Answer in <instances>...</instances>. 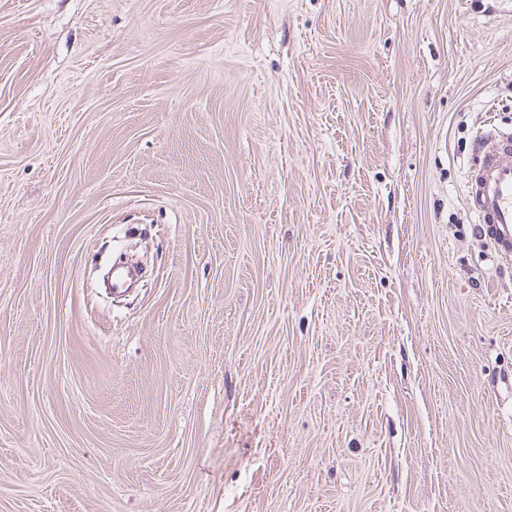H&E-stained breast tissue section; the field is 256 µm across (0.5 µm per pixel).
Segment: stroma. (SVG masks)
I'll return each instance as SVG.
<instances>
[{
  "label": "stroma",
  "mask_w": 512,
  "mask_h": 512,
  "mask_svg": "<svg viewBox=\"0 0 512 512\" xmlns=\"http://www.w3.org/2000/svg\"><path fill=\"white\" fill-rule=\"evenodd\" d=\"M492 132L512 0H0V512H512ZM512 139L488 137L480 168L470 175L469 197L479 231L506 257L512 255Z\"/></svg>",
  "instance_id": "1"
}]
</instances>
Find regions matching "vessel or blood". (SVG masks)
Masks as SVG:
<instances>
[{
  "mask_svg": "<svg viewBox=\"0 0 512 512\" xmlns=\"http://www.w3.org/2000/svg\"><path fill=\"white\" fill-rule=\"evenodd\" d=\"M469 197L480 232L504 256L512 255V138L488 137L480 168L469 180Z\"/></svg>",
  "mask_w": 512,
  "mask_h": 512,
  "instance_id": "b4317fda",
  "label": "vessel or blood"
}]
</instances>
